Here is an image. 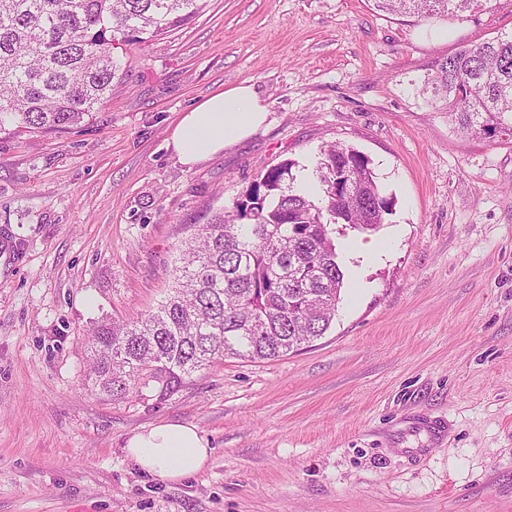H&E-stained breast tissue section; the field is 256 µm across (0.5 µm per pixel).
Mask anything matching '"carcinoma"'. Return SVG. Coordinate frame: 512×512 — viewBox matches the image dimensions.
<instances>
[{"mask_svg":"<svg viewBox=\"0 0 512 512\" xmlns=\"http://www.w3.org/2000/svg\"><path fill=\"white\" fill-rule=\"evenodd\" d=\"M204 2L0 0V131L51 134L90 123L123 76L115 50L163 39ZM492 2L375 0L381 11L420 17L459 16ZM428 91L458 134L511 137L512 34L436 60ZM294 166L267 170L198 229L156 309L98 329L90 343L94 387L122 398L157 382L167 395L226 357L275 360L325 335L345 278L333 226L373 231L395 200L351 145L321 150L315 195L297 183Z\"/></svg>","mask_w":512,"mask_h":512,"instance_id":"carcinoma-1","label":"carcinoma"}]
</instances>
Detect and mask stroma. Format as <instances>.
Masks as SVG:
<instances>
[{"label":"stroma","mask_w":512,"mask_h":512,"mask_svg":"<svg viewBox=\"0 0 512 512\" xmlns=\"http://www.w3.org/2000/svg\"><path fill=\"white\" fill-rule=\"evenodd\" d=\"M512 32V0L423 19L374 0H207L85 126L0 133V512H512V140H468L419 94L432 63ZM250 83L265 124L193 167L183 112ZM365 153L395 208L344 257L330 330L274 361L225 359L166 397L88 385L94 329L157 306L178 249L261 173ZM195 425L206 468L164 482L127 457Z\"/></svg>","instance_id":"1"}]
</instances>
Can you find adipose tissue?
Instances as JSON below:
<instances>
[{
    "label": "adipose tissue",
    "mask_w": 512,
    "mask_h": 512,
    "mask_svg": "<svg viewBox=\"0 0 512 512\" xmlns=\"http://www.w3.org/2000/svg\"><path fill=\"white\" fill-rule=\"evenodd\" d=\"M268 113L253 85L233 86L184 112L168 145L190 167L248 137L265 123ZM125 451L145 474L163 481L197 475L211 454L208 439L195 425L170 421L132 434Z\"/></svg>",
    "instance_id": "1"
}]
</instances>
